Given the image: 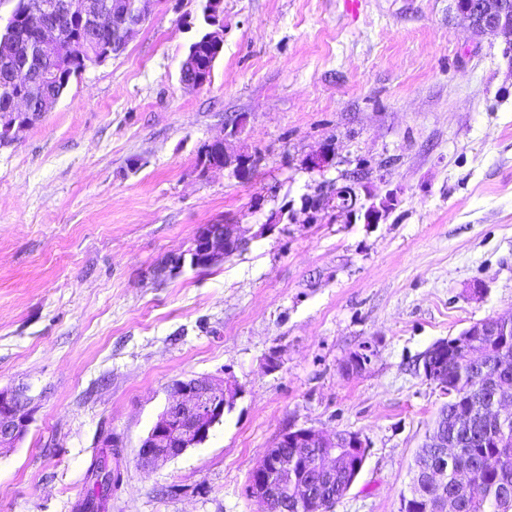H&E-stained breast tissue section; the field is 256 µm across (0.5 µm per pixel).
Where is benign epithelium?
I'll list each match as a JSON object with an SVG mask.
<instances>
[{"mask_svg":"<svg viewBox=\"0 0 512 512\" xmlns=\"http://www.w3.org/2000/svg\"><path fill=\"white\" fill-rule=\"evenodd\" d=\"M156 0H136V10L130 11L125 0H34L29 12L39 20V34L35 52L56 63L59 68L69 66L67 36L72 25L80 27L82 68L96 65L105 52L97 36L114 26L115 19L125 20V37L151 15ZM460 13L466 17L478 34H495L512 46V0H467ZM6 36L0 38V57L7 60L17 55L26 44L24 26L14 15H9L4 26ZM180 81L188 86L201 87L206 81L193 74L190 59L182 60ZM34 79L32 72L16 68L1 79L3 89L9 92V107L0 113V146L11 142L16 132L27 125L25 113L32 110V100L26 92ZM214 149L224 154V166L229 176L239 182L248 181L253 172L243 161L229 153L224 140L211 141ZM178 269H208L224 262V238L212 235L209 225L201 224L194 236V247L172 256ZM495 329L498 336L512 335V318H488L472 323L460 334L433 343L423 354L422 370L427 380L436 384L442 394L455 401L457 391L448 387L437 370L435 360L448 356V347L456 349L463 360L470 361L478 350L480 338ZM370 345L353 352L344 370L358 373L371 362ZM491 408L487 417L489 429H507L512 410L503 408L512 398V381L495 382L491 386ZM169 403L141 440L136 458L142 466L182 455L187 449L207 441L212 428L231 411L240 394V388L227 380L206 377H186L172 381L167 387ZM37 406L34 398L23 388H0V447L15 446L28 433L34 421ZM429 444L441 449L439 459L426 465L416 464L410 471L408 494L402 496L401 512H419V501H425L429 512H448V488L473 500L481 499L487 485L471 467H462L448 476V460L460 455L459 443L444 439L443 427L435 426L428 437ZM294 449L293 457L305 460L309 469L328 481L336 477V466L349 461L351 456L367 454V442L358 432L325 434L312 428L291 427L284 431L272 447L266 449L252 468L246 487L247 495L262 509L278 501L280 512H288V503L301 506L312 498L309 481L288 469L284 448Z\"/></svg>","mask_w":512,"mask_h":512,"instance_id":"obj_1","label":"benign epithelium"}]
</instances>
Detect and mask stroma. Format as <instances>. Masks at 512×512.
Here are the masks:
<instances>
[{
	"instance_id": "stroma-1",
	"label": "stroma",
	"mask_w": 512,
	"mask_h": 512,
	"mask_svg": "<svg viewBox=\"0 0 512 512\" xmlns=\"http://www.w3.org/2000/svg\"><path fill=\"white\" fill-rule=\"evenodd\" d=\"M223 8L210 84L179 81L201 0H158L122 52L0 146V387L38 407L0 450V512H73L109 432L122 439L109 512H257L249 473L291 425L368 443L333 512H399L445 402L422 354L512 316L504 41L475 34L456 0ZM217 138L258 157L249 181L200 170ZM324 149L332 162L312 168ZM353 172L357 209L301 212ZM285 205L294 218L265 229ZM229 219L245 250L164 272L198 225ZM365 344L370 363L345 374ZM194 375L235 383L234 409L205 443L141 468L168 385Z\"/></svg>"
}]
</instances>
